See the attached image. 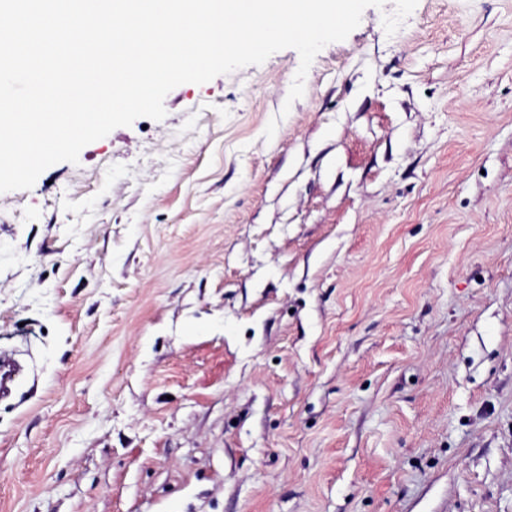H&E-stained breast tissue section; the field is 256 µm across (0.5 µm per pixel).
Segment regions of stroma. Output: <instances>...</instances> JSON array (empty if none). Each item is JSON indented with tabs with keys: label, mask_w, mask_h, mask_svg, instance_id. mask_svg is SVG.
<instances>
[{
	"label": "stroma",
	"mask_w": 512,
	"mask_h": 512,
	"mask_svg": "<svg viewBox=\"0 0 512 512\" xmlns=\"http://www.w3.org/2000/svg\"><path fill=\"white\" fill-rule=\"evenodd\" d=\"M0 193V512H512V0H385Z\"/></svg>",
	"instance_id": "obj_1"
}]
</instances>
